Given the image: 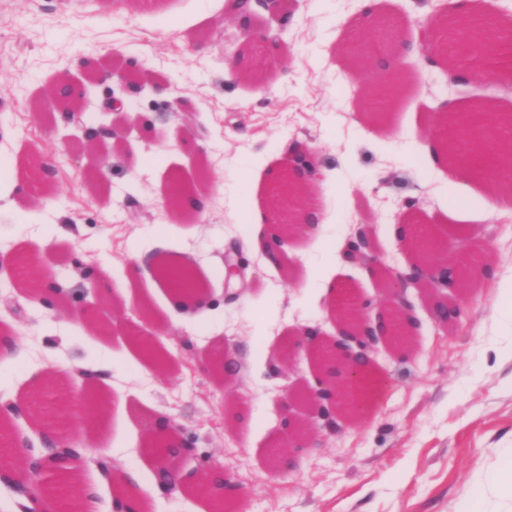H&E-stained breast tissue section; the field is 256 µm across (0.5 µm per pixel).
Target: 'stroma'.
I'll return each mask as SVG.
<instances>
[{"label":"stroma","instance_id":"1","mask_svg":"<svg viewBox=\"0 0 512 512\" xmlns=\"http://www.w3.org/2000/svg\"><path fill=\"white\" fill-rule=\"evenodd\" d=\"M441 0H380L371 23L361 0H286L243 29L227 0H0V326H14L21 347L0 353V403H20L10 423L19 467L40 450L37 419L55 421L68 393L63 438L73 447L134 469L149 512H211L207 498L158 488L145 449L153 422L167 416L197 457L223 465L237 490L238 512H512L486 500L481 483L512 459V327L502 318L500 278L512 276V221H499L475 198V184L449 180L426 151L449 121L447 105L467 112L486 103L512 112V83L478 54L449 62L451 36ZM430 29L435 48L392 57L391 40ZM391 58L403 74L383 120L365 100L382 69L355 72L352 49ZM88 56L108 68L136 57L145 72L137 98L149 123L127 113L100 114L112 84L85 85L81 123L60 120L50 88ZM107 124L103 185L91 183L84 129ZM308 143L323 175L311 195L327 222L282 246L269 265L262 239L234 206L256 190L265 223L275 220L271 188L285 145ZM213 175L205 213L167 207L173 178ZM370 227L381 261L413 260L408 243L429 226L494 267L469 281L461 314L435 324L429 296L412 294L420 326L404 352L380 350L386 386L359 416L335 413L320 425L294 468L271 465L285 441L277 403L288 387L313 381L294 348L298 329L336 328L334 294L374 296L381 280L369 267L333 257L355 225ZM247 261L226 279L231 248ZM146 256L137 263L136 254ZM37 262L65 287L71 313L17 292L14 258ZM192 267L208 300L181 313L151 272L152 261ZM152 333L171 359L158 372L134 344ZM232 358L238 373L221 381L214 365ZM296 361L298 374L282 370ZM93 362L106 399L101 425L85 418L79 378L59 377Z\"/></svg>","mask_w":512,"mask_h":512}]
</instances>
